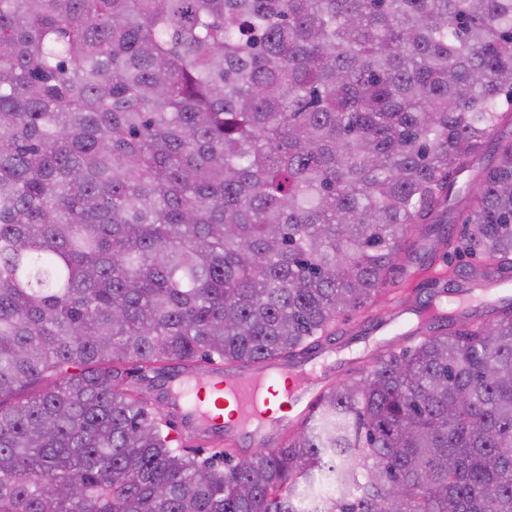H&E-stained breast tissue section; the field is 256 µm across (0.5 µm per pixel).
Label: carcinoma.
<instances>
[{"label": "carcinoma", "instance_id": "obj_1", "mask_svg": "<svg viewBox=\"0 0 512 512\" xmlns=\"http://www.w3.org/2000/svg\"><path fill=\"white\" fill-rule=\"evenodd\" d=\"M505 120L512 0H0V512H512L510 295L249 458L158 408L332 341L492 140L442 293L512 278Z\"/></svg>", "mask_w": 512, "mask_h": 512}]
</instances>
